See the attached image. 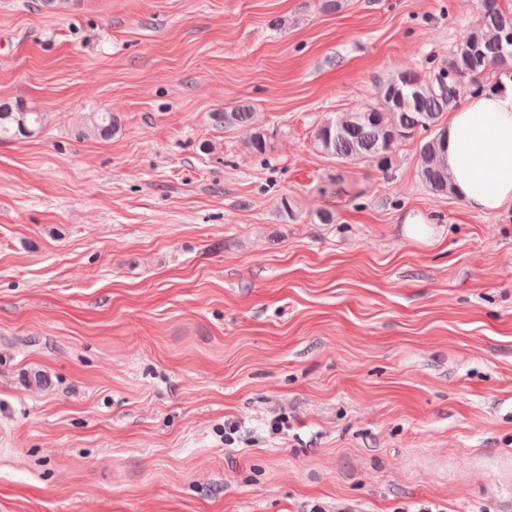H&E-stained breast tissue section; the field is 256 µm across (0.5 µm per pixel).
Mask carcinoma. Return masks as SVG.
I'll return each instance as SVG.
<instances>
[{"mask_svg": "<svg viewBox=\"0 0 512 512\" xmlns=\"http://www.w3.org/2000/svg\"><path fill=\"white\" fill-rule=\"evenodd\" d=\"M481 2V24L455 45L448 55V67L424 74L400 72L378 83L373 107L324 118L313 133L321 151L341 163L374 158L385 172L391 169L399 146L420 135L417 166L422 184L436 195L452 193L441 118L462 92L475 95L497 89L483 82L489 68L512 69V12L503 10L498 0ZM210 118L219 126L245 131L250 146L266 152V137L250 106L213 112ZM43 121L41 112L0 103V138L31 136ZM112 129V113H90L87 134L107 137Z\"/></svg>", "mask_w": 512, "mask_h": 512, "instance_id": "1", "label": "carcinoma"}]
</instances>
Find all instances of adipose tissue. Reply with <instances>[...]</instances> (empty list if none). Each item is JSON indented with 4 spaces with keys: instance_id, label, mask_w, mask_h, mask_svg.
I'll return each instance as SVG.
<instances>
[{
    "instance_id": "obj_1",
    "label": "adipose tissue",
    "mask_w": 512,
    "mask_h": 512,
    "mask_svg": "<svg viewBox=\"0 0 512 512\" xmlns=\"http://www.w3.org/2000/svg\"><path fill=\"white\" fill-rule=\"evenodd\" d=\"M448 176L472 211L512 208V90L451 106L443 131Z\"/></svg>"
}]
</instances>
